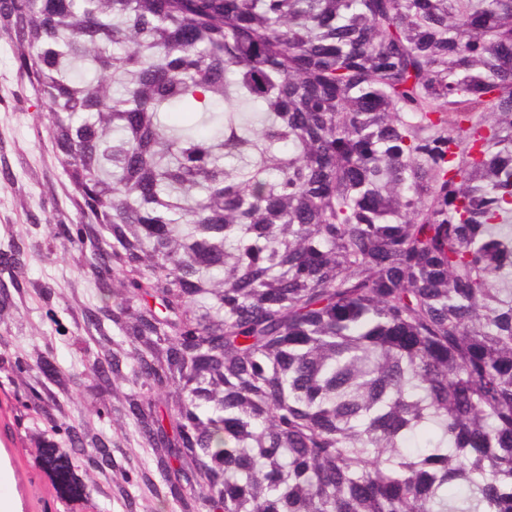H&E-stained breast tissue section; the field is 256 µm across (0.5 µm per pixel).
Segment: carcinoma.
<instances>
[{
  "label": "carcinoma",
  "instance_id": "obj_1",
  "mask_svg": "<svg viewBox=\"0 0 512 512\" xmlns=\"http://www.w3.org/2000/svg\"><path fill=\"white\" fill-rule=\"evenodd\" d=\"M1 33L71 188H14L35 233L0 249V322L46 326L5 327L0 374L58 500L512 512V0H0ZM57 245L65 318L27 274ZM11 327L15 333L19 334L18 339L22 345L32 346L41 342L43 325L39 314L34 310H22L16 314L11 321Z\"/></svg>",
  "mask_w": 512,
  "mask_h": 512
}]
</instances>
